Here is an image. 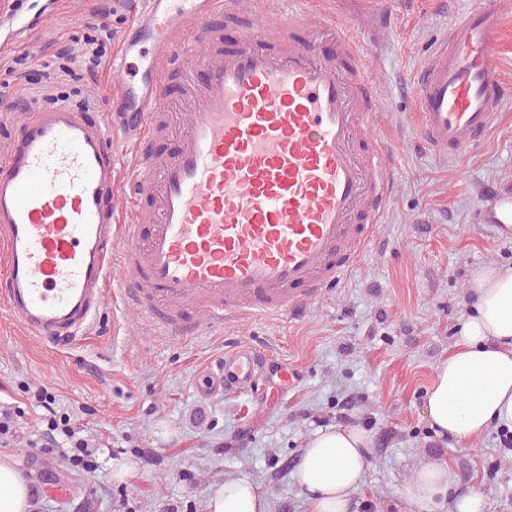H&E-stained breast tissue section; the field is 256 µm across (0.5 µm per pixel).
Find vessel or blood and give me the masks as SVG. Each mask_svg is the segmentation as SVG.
<instances>
[{"label":"vessel or blood","mask_w":512,"mask_h":512,"mask_svg":"<svg viewBox=\"0 0 512 512\" xmlns=\"http://www.w3.org/2000/svg\"><path fill=\"white\" fill-rule=\"evenodd\" d=\"M503 0H473L414 79L421 135L462 156L484 141L508 95L489 51ZM240 19L221 51L216 16ZM297 20L257 26L249 0H142L119 41L112 111L93 122L59 104L26 114L0 158V297L34 335L65 341L91 328L117 285L129 309L181 336L254 315L301 316L307 302L352 271L392 189L390 150L355 145L374 94L354 41L337 32V58L297 42ZM203 72L200 110L180 149L157 154L166 88ZM136 147L118 180L113 132ZM129 198L148 227L119 224ZM485 221L512 223V185L484 191ZM125 278L113 281V268ZM267 357L241 343L201 393H238Z\"/></svg>","instance_id":"b4317fda"}]
</instances>
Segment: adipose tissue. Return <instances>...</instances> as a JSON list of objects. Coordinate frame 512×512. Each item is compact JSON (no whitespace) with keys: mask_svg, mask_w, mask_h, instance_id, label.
Listing matches in <instances>:
<instances>
[{"mask_svg":"<svg viewBox=\"0 0 512 512\" xmlns=\"http://www.w3.org/2000/svg\"><path fill=\"white\" fill-rule=\"evenodd\" d=\"M455 351L435 368L424 413L430 429L467 446L493 429L512 431V265L484 267L473 279L470 306ZM369 433L336 425L305 441L294 473L307 512H352L370 467ZM414 512H485L479 488L460 492L447 463H423L404 487ZM29 480L10 457H0V512H28ZM206 512H271L252 481L226 480L206 500Z\"/></svg>","mask_w":512,"mask_h":512,"instance_id":"ef3b65f1","label":"adipose tissue"}]
</instances>
